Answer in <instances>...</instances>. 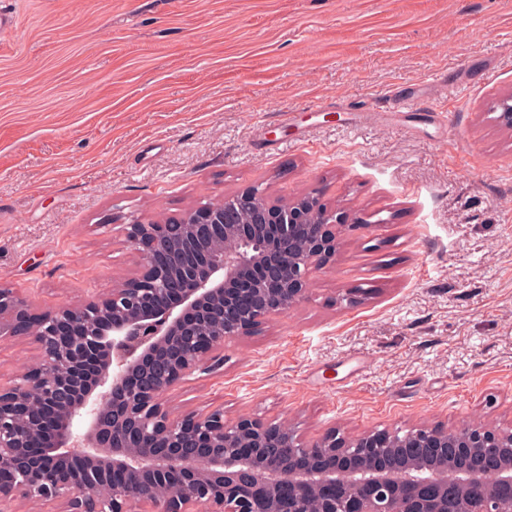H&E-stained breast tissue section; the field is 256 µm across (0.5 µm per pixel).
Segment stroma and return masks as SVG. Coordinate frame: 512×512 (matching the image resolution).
<instances>
[{
	"label": "stroma",
	"mask_w": 512,
	"mask_h": 512,
	"mask_svg": "<svg viewBox=\"0 0 512 512\" xmlns=\"http://www.w3.org/2000/svg\"><path fill=\"white\" fill-rule=\"evenodd\" d=\"M0 282L48 308L135 277L126 226L252 187L366 213L307 299L174 413L304 441L512 426V0H6ZM433 112H400L385 88ZM294 125L277 122L279 113Z\"/></svg>",
	"instance_id": "stroma-1"
}]
</instances>
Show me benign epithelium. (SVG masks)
Instances as JSON below:
<instances>
[{"instance_id":"1","label":"benign epithelium","mask_w":512,"mask_h":512,"mask_svg":"<svg viewBox=\"0 0 512 512\" xmlns=\"http://www.w3.org/2000/svg\"><path fill=\"white\" fill-rule=\"evenodd\" d=\"M493 109L511 130L512 95ZM369 227L317 191L281 201L247 187L127 225L142 270L105 294L41 310L0 283V339L30 341L36 358L0 383V512H512L473 492L512 486L511 428H332L307 443L284 421L165 404L224 362V343L303 302L345 232Z\"/></svg>"}]
</instances>
